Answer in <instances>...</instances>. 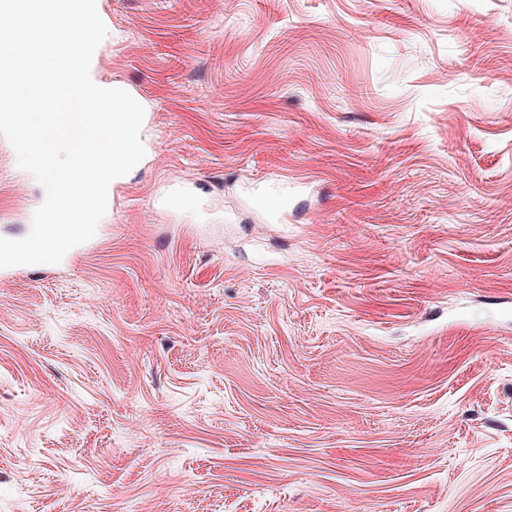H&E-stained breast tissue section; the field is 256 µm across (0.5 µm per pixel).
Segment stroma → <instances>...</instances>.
<instances>
[{
  "label": "stroma",
  "mask_w": 512,
  "mask_h": 512,
  "mask_svg": "<svg viewBox=\"0 0 512 512\" xmlns=\"http://www.w3.org/2000/svg\"><path fill=\"white\" fill-rule=\"evenodd\" d=\"M101 11L146 154L0 279V512H512V0Z\"/></svg>",
  "instance_id": "obj_1"
}]
</instances>
